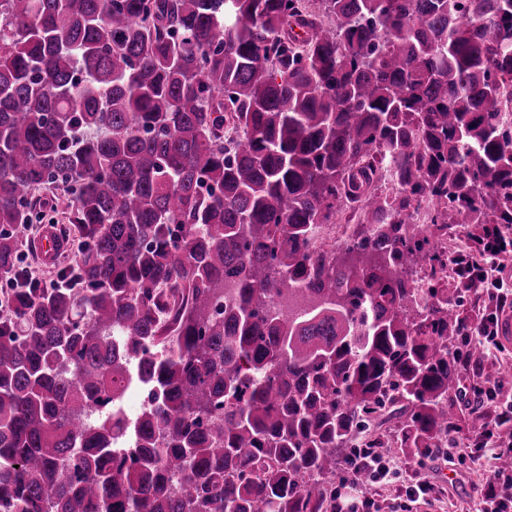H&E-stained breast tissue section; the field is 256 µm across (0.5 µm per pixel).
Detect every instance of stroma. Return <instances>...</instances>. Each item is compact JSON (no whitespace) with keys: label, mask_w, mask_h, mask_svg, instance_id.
Masks as SVG:
<instances>
[{"label":"stroma","mask_w":512,"mask_h":512,"mask_svg":"<svg viewBox=\"0 0 512 512\" xmlns=\"http://www.w3.org/2000/svg\"><path fill=\"white\" fill-rule=\"evenodd\" d=\"M512 371V338L501 342L495 355L480 364L467 367L462 383L464 392L456 399L460 430L452 449L441 451L435 458L413 459L401 452L391 455L392 478L369 482L362 486L360 498L364 505L359 512H483L474 484L484 482L486 475L469 461L479 428L498 429L504 399L494 396L481 410H474L466 393L474 380L493 381L498 372ZM433 486L427 497L414 495L420 482Z\"/></svg>","instance_id":"35a3bbf8"}]
</instances>
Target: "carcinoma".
Here are the masks:
<instances>
[{
  "label": "carcinoma",
  "instance_id": "cac0c4a2",
  "mask_svg": "<svg viewBox=\"0 0 512 512\" xmlns=\"http://www.w3.org/2000/svg\"><path fill=\"white\" fill-rule=\"evenodd\" d=\"M511 230L512 0H0V512H336L382 413L414 457L456 431ZM45 224L41 226L40 230L38 229L39 225ZM50 224L58 225V214L52 210L47 209L44 213V218L41 223L34 224L31 230V236L33 237L35 233H39L36 238V246L38 254L41 260H34L32 257L25 251L23 255L24 265H30L34 271V274L39 276L41 280L49 283L56 279V271L62 267L63 265L73 264V246L70 241H68V246H70V251L68 257L66 259H62L64 261L61 266L58 268L54 265L46 266L44 262H52L60 253L63 252L65 248V243L61 238L59 232L56 227Z\"/></svg>",
  "mask_w": 512,
  "mask_h": 512
}]
</instances>
